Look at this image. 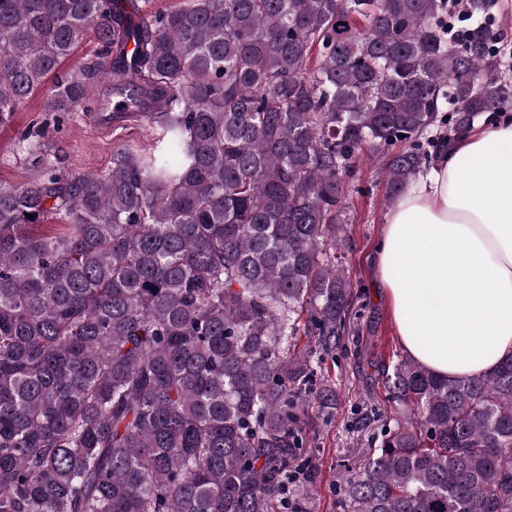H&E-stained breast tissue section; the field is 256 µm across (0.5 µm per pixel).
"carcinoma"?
<instances>
[{
    "label": "carcinoma",
    "instance_id": "carcinoma-1",
    "mask_svg": "<svg viewBox=\"0 0 512 512\" xmlns=\"http://www.w3.org/2000/svg\"><path fill=\"white\" fill-rule=\"evenodd\" d=\"M497 4L0 0V127L51 78L45 111L156 131L77 176L26 133L39 174L0 186V512H308L302 416L336 404L309 354L347 347L355 297L343 186L379 159L395 197L512 102ZM378 373L342 512H512V358Z\"/></svg>",
    "mask_w": 512,
    "mask_h": 512
}]
</instances>
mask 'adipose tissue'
<instances>
[{
  "mask_svg": "<svg viewBox=\"0 0 512 512\" xmlns=\"http://www.w3.org/2000/svg\"><path fill=\"white\" fill-rule=\"evenodd\" d=\"M371 265L415 362L467 380L512 357V122L471 131L397 198Z\"/></svg>",
  "mask_w": 512,
  "mask_h": 512,
  "instance_id": "obj_1",
  "label": "adipose tissue"
}]
</instances>
